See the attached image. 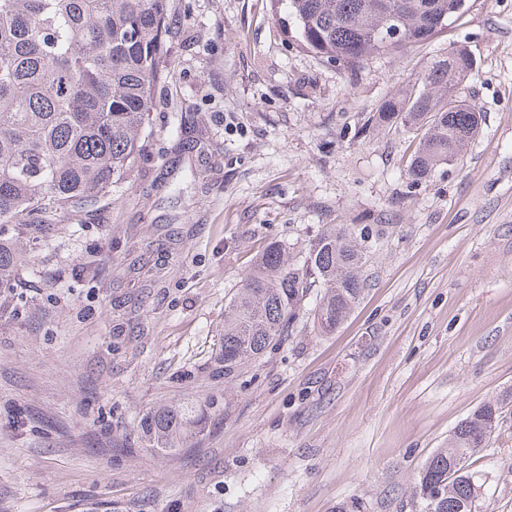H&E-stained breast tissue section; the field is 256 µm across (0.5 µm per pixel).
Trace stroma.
<instances>
[{"instance_id": "stroma-1", "label": "stroma", "mask_w": 512, "mask_h": 512, "mask_svg": "<svg viewBox=\"0 0 512 512\" xmlns=\"http://www.w3.org/2000/svg\"><path fill=\"white\" fill-rule=\"evenodd\" d=\"M169 5L141 159L111 205L51 225L21 315L0 312V512H420L422 464L498 399L477 510L512 512V0H469L352 74L287 40L270 0ZM458 45L481 129L416 186V132L371 117ZM331 224L369 236L343 324L318 335L307 300L196 447H143L146 408L210 391L200 368L265 245Z\"/></svg>"}]
</instances>
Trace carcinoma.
<instances>
[{
	"instance_id": "obj_1",
	"label": "carcinoma",
	"mask_w": 512,
	"mask_h": 512,
	"mask_svg": "<svg viewBox=\"0 0 512 512\" xmlns=\"http://www.w3.org/2000/svg\"><path fill=\"white\" fill-rule=\"evenodd\" d=\"M400 36H384L382 3ZM468 0H271L273 15L316 58L352 72L380 55L432 40ZM168 28V0H0V293L24 288L17 246L46 243L49 226L112 202L140 159L152 89ZM474 71L467 49L425 71L421 85L387 99L372 116L420 135L407 168L414 185L451 167L479 133L474 105L453 99ZM364 233L323 231L302 255L269 243L224 313L208 376L229 383L248 363L295 333L305 301L319 296L314 323L330 335L364 294ZM502 403L481 405L448 446L424 462L413 487L421 512H476L485 480L469 469L498 426ZM218 401L161 402L137 428L145 447L171 453L202 437Z\"/></svg>"
}]
</instances>
